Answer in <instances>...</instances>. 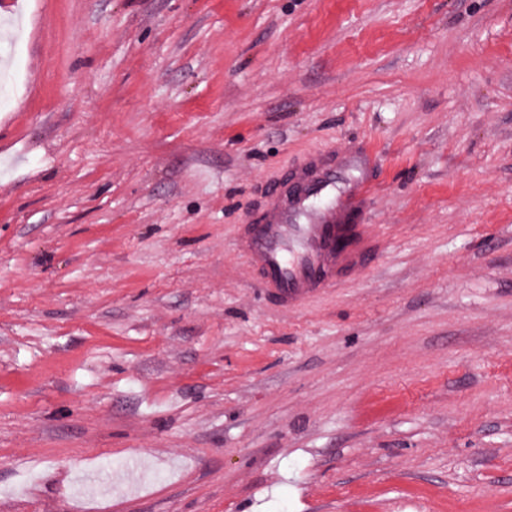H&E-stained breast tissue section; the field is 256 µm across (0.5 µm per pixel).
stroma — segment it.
I'll return each instance as SVG.
<instances>
[{"label":"stroma","mask_w":512,"mask_h":512,"mask_svg":"<svg viewBox=\"0 0 512 512\" xmlns=\"http://www.w3.org/2000/svg\"><path fill=\"white\" fill-rule=\"evenodd\" d=\"M0 512H512V0H0ZM375 154L376 255L239 248ZM368 153H316L241 240L263 288L293 306L360 270L373 241L364 224H346L371 193Z\"/></svg>","instance_id":"obj_1"}]
</instances>
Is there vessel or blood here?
<instances>
[{
    "mask_svg": "<svg viewBox=\"0 0 512 512\" xmlns=\"http://www.w3.org/2000/svg\"><path fill=\"white\" fill-rule=\"evenodd\" d=\"M371 165L365 152L316 153L273 193L241 241L268 293L291 306L363 267L373 241L351 218L372 190Z\"/></svg>",
    "mask_w": 512,
    "mask_h": 512,
    "instance_id": "vessel-or-blood-1",
    "label": "vessel or blood"
}]
</instances>
